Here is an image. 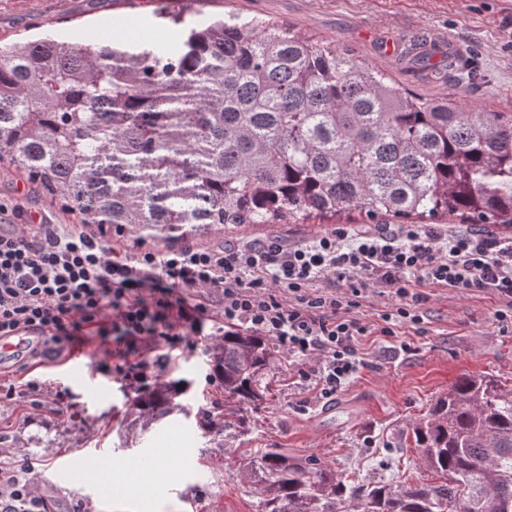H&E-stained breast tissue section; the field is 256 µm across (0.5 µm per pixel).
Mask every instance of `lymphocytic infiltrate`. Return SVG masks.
<instances>
[{"label":"lymphocytic infiltrate","instance_id":"obj_1","mask_svg":"<svg viewBox=\"0 0 512 512\" xmlns=\"http://www.w3.org/2000/svg\"><path fill=\"white\" fill-rule=\"evenodd\" d=\"M490 292L512 309V241L437 225L336 228L306 242L145 246L132 233L86 224H22L0 205V339L31 336L26 360L61 356L92 337L94 372L148 390L169 353L207 325L247 328L302 358L313 392L331 398L357 371L369 331L356 315L384 289L397 300L378 330L424 321L427 288ZM0 512H48L37 467L0 448Z\"/></svg>","mask_w":512,"mask_h":512}]
</instances>
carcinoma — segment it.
I'll return each mask as SVG.
<instances>
[{
	"instance_id": "1",
	"label": "carcinoma",
	"mask_w": 512,
	"mask_h": 512,
	"mask_svg": "<svg viewBox=\"0 0 512 512\" xmlns=\"http://www.w3.org/2000/svg\"><path fill=\"white\" fill-rule=\"evenodd\" d=\"M166 17L165 40L116 18L90 45L0 43V163L79 223L168 240L349 211L512 228V112L412 95L288 26ZM208 356L225 401L259 399L266 337L226 330ZM177 397L160 383L127 411L145 430L185 413ZM411 429L435 482L353 489L275 448L239 470L257 512H512V385L462 376Z\"/></svg>"
}]
</instances>
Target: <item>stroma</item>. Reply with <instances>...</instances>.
<instances>
[{
  "instance_id": "obj_1",
  "label": "stroma",
  "mask_w": 512,
  "mask_h": 512,
  "mask_svg": "<svg viewBox=\"0 0 512 512\" xmlns=\"http://www.w3.org/2000/svg\"><path fill=\"white\" fill-rule=\"evenodd\" d=\"M57 15L32 9L27 0H0V42L69 37L85 23L82 41L92 43L111 19L133 15L145 37L161 33L159 16L182 13L189 24L204 21L197 0H64ZM227 10L265 22H282L299 35L348 47L363 66L387 74L422 97H452L462 107L512 112V0H226ZM0 203L73 223L27 178L0 173ZM318 224L229 226L204 236V244L230 237L263 240L282 234L299 240L321 232ZM417 326L397 327L395 336L364 337L363 364L329 399L307 391L301 359L273 349L263 376V400L244 413L225 407L224 390L205 365L206 344L184 349L164 382H189L180 401L190 418L177 428L189 440L180 456L166 429L139 436L125 415L136 396L125 381L108 380L100 397L80 370L89 351L43 359L36 372L20 364L0 376V438L6 447L39 460L36 483L54 512H186V497L203 512H255L256 499L238 471L239 458L257 448H277L296 458L322 461L345 478L368 483L405 472L409 481L429 479L411 449L409 425L425 415L462 375L493 374L512 383V319L496 317L502 304L490 293L432 288ZM38 376L42 388L8 394ZM224 425L223 436L205 433L199 418ZM163 449V467H138L135 486L96 493L73 484L69 464L119 459Z\"/></svg>"
}]
</instances>
